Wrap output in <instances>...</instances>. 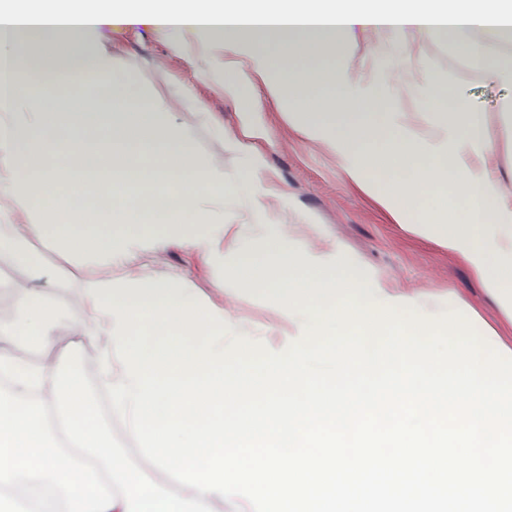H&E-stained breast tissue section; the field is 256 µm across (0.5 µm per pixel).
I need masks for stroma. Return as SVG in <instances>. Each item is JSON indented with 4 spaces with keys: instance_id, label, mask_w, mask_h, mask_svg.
Here are the masks:
<instances>
[{
    "instance_id": "35a3bbf8",
    "label": "stroma",
    "mask_w": 512,
    "mask_h": 512,
    "mask_svg": "<svg viewBox=\"0 0 512 512\" xmlns=\"http://www.w3.org/2000/svg\"><path fill=\"white\" fill-rule=\"evenodd\" d=\"M77 47L87 58H108L148 98L157 102L168 126L193 143L202 160L224 177V198L201 195L197 205L212 222L233 225L224 240V262L206 264L180 242L144 251L131 262L130 274L178 278L223 310L230 329L279 347L288 330L281 314L258 289L239 286L232 270L257 258L262 237L282 235L289 248L319 251L338 243L347 267L371 281L415 297L420 309L441 312L458 305L475 311L497 328L512 347V328L502 324L493 298L459 259L434 242L392 224L387 212L346 177L318 128L302 124L293 103L269 90L276 74L260 71L249 46L226 49L204 32L176 35L151 24L102 26L81 32ZM361 94L376 87L402 103L401 120L428 135L440 133L439 122L420 111L417 97L429 89V78L449 79L482 105L493 125L499 171L512 186V153L506 148L512 118L498 108L512 98V87L486 81L454 50L447 38L413 36L393 42L374 27L357 30L337 62ZM253 76V87L240 96L225 94L238 71ZM249 126L252 140L241 137ZM260 170L267 193L252 202L246 175ZM42 264L30 269L0 260V327H8L20 299L14 281L41 291L63 318L79 311L76 294L82 281L97 271V261L74 258L57 249H40Z\"/></svg>"
}]
</instances>
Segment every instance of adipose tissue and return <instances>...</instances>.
Returning <instances> with one entry per match:
<instances>
[{
	"label": "adipose tissue",
	"instance_id": "adipose-tissue-1",
	"mask_svg": "<svg viewBox=\"0 0 512 512\" xmlns=\"http://www.w3.org/2000/svg\"><path fill=\"white\" fill-rule=\"evenodd\" d=\"M129 23L177 34L204 30L228 48L248 44L261 67L279 76L273 96L295 102L319 124L349 180L395 224L465 262L512 324V194L482 164L496 150L483 109L454 82L430 80L421 106L445 121L443 134L427 139L399 122L397 100L361 95L336 69L337 51L357 29L374 26L401 40L447 36L485 79L512 84V54L495 51L512 43V0H0V42L13 46L0 55V189L31 211L22 226L0 215V257L38 268V240L105 264L79 290L85 318L69 324L72 335L102 339L104 382L126 376L116 358L115 317L98 311L97 301L151 311L199 302L182 280L119 274L116 266L174 239L217 262L228 231L197 206L202 191L225 194L223 178L111 60L88 62L74 47L86 28ZM87 68L108 93L103 104L73 78ZM103 106L111 111L107 130ZM328 109L334 120L321 123ZM64 110L77 116V135L61 149L45 133ZM381 173L387 182H376ZM96 183L106 191L88 198ZM131 187L151 188L148 203H124ZM427 209L435 221L413 223ZM260 248L263 260L242 261L233 271L243 287L282 295L293 284L359 281L353 271L337 272L340 249L292 252L277 235L265 236ZM56 321L55 307L27 288L0 332L1 341L20 345L0 352V374L13 379L0 388V512H212L218 494L163 489L115 450L97 398L65 365L69 352L59 346ZM30 347L57 354V363L31 365L24 354ZM48 409L56 422L44 420Z\"/></svg>",
	"mask_w": 512,
	"mask_h": 512
}]
</instances>
